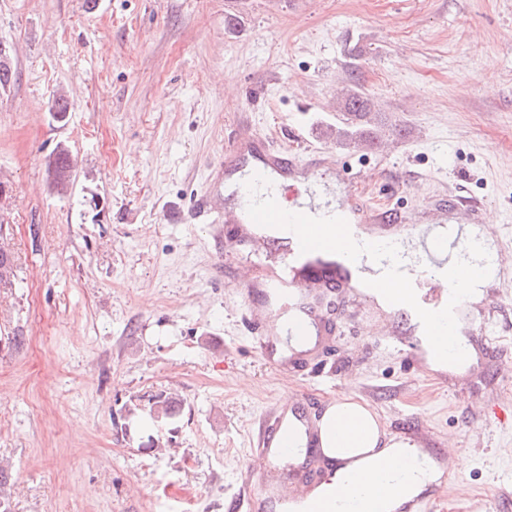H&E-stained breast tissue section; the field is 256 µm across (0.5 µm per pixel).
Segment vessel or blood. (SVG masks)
I'll return each instance as SVG.
<instances>
[{"label":"vessel or blood","instance_id":"vessel-or-blood-1","mask_svg":"<svg viewBox=\"0 0 512 512\" xmlns=\"http://www.w3.org/2000/svg\"><path fill=\"white\" fill-rule=\"evenodd\" d=\"M246 153L255 159L252 174L269 180L267 193L282 209L313 217L337 215L346 219L357 241L372 239L397 244L401 268L410 277L420 306L438 311L447 305L450 286L443 273L456 258L466 256L469 239L481 238L480 227L467 223L466 218L482 210V202L468 196H450L441 208L435 209L430 224L408 223L400 212L384 206L344 202L319 209L304 204L300 188L289 183L287 177L301 170L308 182H317L322 167L334 160L335 151L324 152L304 167L288 149L271 146L260 139H236L229 146L224 164L212 166L208 191L194 201V213L200 223L231 225L233 233L241 237L256 230V223L247 213L250 194L246 186H239L234 206L227 208L220 202L225 175L237 172L238 162ZM271 241L280 244L283 253L264 284L268 305L252 304L254 286L250 281H241L238 286V293L247 304V322L257 334V343L263 351L268 348L264 338L268 322L290 315L306 328L314 321V314L303 304L309 289L357 290L362 288L364 280L378 275L366 256L353 262L324 251L301 253L296 235L288 230L275 228L270 235L259 239L263 245ZM317 433L301 402L265 413L255 427V448L229 512H283L289 498L306 495L311 488L310 482L303 478L307 462L327 458L317 441Z\"/></svg>","mask_w":512,"mask_h":512}]
</instances>
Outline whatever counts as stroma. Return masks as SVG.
Wrapping results in <instances>:
<instances>
[{
	"label": "stroma",
	"instance_id": "35a3bbf8",
	"mask_svg": "<svg viewBox=\"0 0 512 512\" xmlns=\"http://www.w3.org/2000/svg\"><path fill=\"white\" fill-rule=\"evenodd\" d=\"M13 80L0 90V489L11 512H226L253 428L285 398L309 414L351 397L389 434L453 445L466 467L442 512H512V277L492 289V343L462 372L411 369L386 347L409 325L371 297L315 296L331 326L302 369L252 347L235 289L260 281L251 248L190 217L234 137L321 150L340 90L369 95L380 143L371 205L425 221L479 197L476 224L512 252V0H0ZM71 100L60 124L48 108ZM303 126L309 141L297 143ZM69 147L68 196L47 161ZM181 416L149 425L151 400ZM463 483L472 498L449 493Z\"/></svg>",
	"mask_w": 512,
	"mask_h": 512
}]
</instances>
